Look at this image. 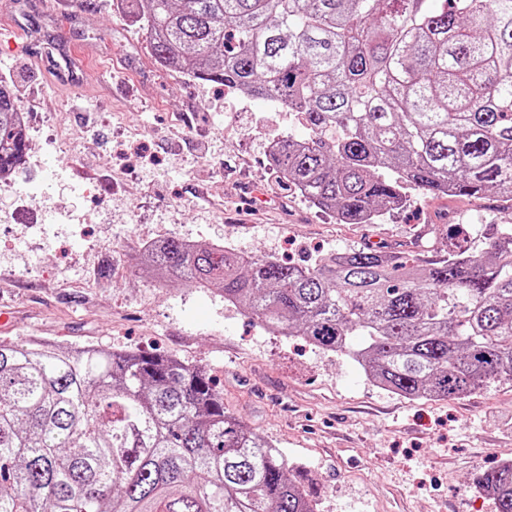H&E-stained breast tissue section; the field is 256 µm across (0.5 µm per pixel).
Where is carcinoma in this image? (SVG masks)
<instances>
[{
  "instance_id": "carcinoma-1",
  "label": "carcinoma",
  "mask_w": 512,
  "mask_h": 512,
  "mask_svg": "<svg viewBox=\"0 0 512 512\" xmlns=\"http://www.w3.org/2000/svg\"><path fill=\"white\" fill-rule=\"evenodd\" d=\"M166 69L296 113L269 170L339 224L411 193L512 202V0H131ZM0 80V176L29 136ZM460 227L426 260L368 248L297 265L153 244L158 281L214 286L284 337L410 400L512 383V224ZM362 342L352 344V337ZM476 486L512 512V463ZM0 512H317L270 442L168 354L0 339Z\"/></svg>"
}]
</instances>
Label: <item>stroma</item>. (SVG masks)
<instances>
[{
    "label": "stroma",
    "mask_w": 512,
    "mask_h": 512,
    "mask_svg": "<svg viewBox=\"0 0 512 512\" xmlns=\"http://www.w3.org/2000/svg\"><path fill=\"white\" fill-rule=\"evenodd\" d=\"M113 0H0L28 51L0 39V80L30 112L23 181L0 180V339L158 349L209 370L224 408L303 472L318 512H494L472 497L512 461V386L411 401L348 358L261 328L220 290L146 279L141 247L175 236L234 241L296 262L382 246L446 251L434 224L512 223V204L413 192L372 224H339L268 173L288 110L162 68ZM87 55L73 70L61 54Z\"/></svg>",
    "instance_id": "1"
}]
</instances>
